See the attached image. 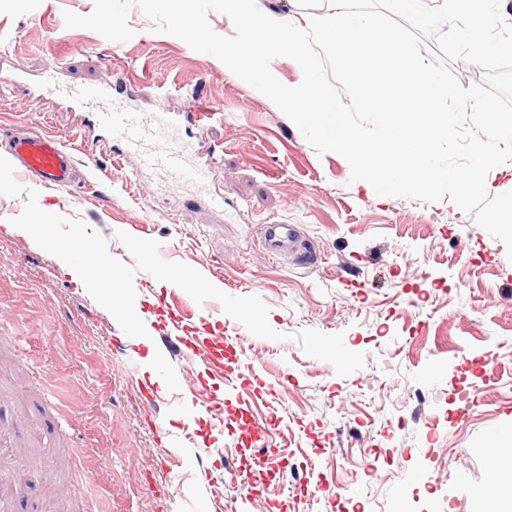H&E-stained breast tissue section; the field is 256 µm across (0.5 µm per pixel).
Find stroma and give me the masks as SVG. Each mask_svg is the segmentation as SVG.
<instances>
[{
    "label": "stroma",
    "mask_w": 512,
    "mask_h": 512,
    "mask_svg": "<svg viewBox=\"0 0 512 512\" xmlns=\"http://www.w3.org/2000/svg\"><path fill=\"white\" fill-rule=\"evenodd\" d=\"M94 0H0V155L15 133L55 131L77 162L74 185L38 190L39 204L80 216L134 258L115 233L155 239L162 257L187 263L228 294L257 295L281 341L225 318L237 357L224 360L216 393L258 373L261 417L276 416L261 465L264 512H491L512 473L493 451L512 446V261L504 246L455 204L377 195L351 181L339 154H317L266 96L212 55L155 33L139 10L135 35L118 43L69 29L64 12ZM107 86L147 112L212 111L177 134L206 142L218 163L198 205L190 189L138 179L137 162L113 161L111 136L90 107L61 97L57 83ZM23 208L0 196V437L27 483L0 474L12 512H257L238 474L248 449L240 420L214 428L203 397L181 387L148 405L143 364L160 349L179 377L195 370L162 343L169 307L198 323L182 289L135 277V305L153 336L133 344L108 310L79 288L54 255L3 226ZM291 224L294 247L266 253L264 224ZM343 333L364 367L341 377L307 355L303 329ZM297 469L280 483L282 463ZM65 490L52 497L42 474Z\"/></svg>",
    "instance_id": "obj_1"
}]
</instances>
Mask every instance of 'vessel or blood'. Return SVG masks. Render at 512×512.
Returning <instances> with one entry per match:
<instances>
[{"instance_id": "1", "label": "vessel or blood", "mask_w": 512, "mask_h": 512, "mask_svg": "<svg viewBox=\"0 0 512 512\" xmlns=\"http://www.w3.org/2000/svg\"><path fill=\"white\" fill-rule=\"evenodd\" d=\"M62 94L92 102L98 124L117 135L120 147L114 158L132 154L139 158L141 170L153 173L160 179L196 186L206 181L210 163L201 161L197 153L174 132V121L163 112L142 113L113 102L102 89L87 91L65 86ZM16 170L39 184L65 187L76 177V165L57 136L32 134L13 139L10 146ZM262 237L270 252L286 248L294 237L288 224H265ZM225 413L251 420L252 429L244 442L245 447L260 448L264 445L265 424L254 419L248 402L225 399Z\"/></svg>"}]
</instances>
